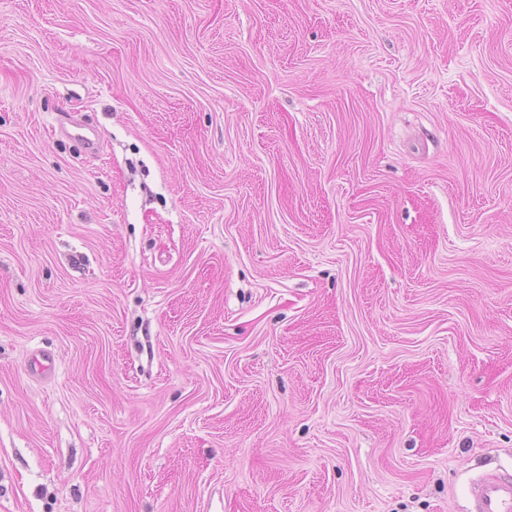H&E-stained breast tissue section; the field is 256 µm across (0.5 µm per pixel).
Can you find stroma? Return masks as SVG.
<instances>
[{"mask_svg":"<svg viewBox=\"0 0 512 512\" xmlns=\"http://www.w3.org/2000/svg\"><path fill=\"white\" fill-rule=\"evenodd\" d=\"M489 472L512 0H0V512H470Z\"/></svg>","mask_w":512,"mask_h":512,"instance_id":"stroma-1","label":"stroma"}]
</instances>
